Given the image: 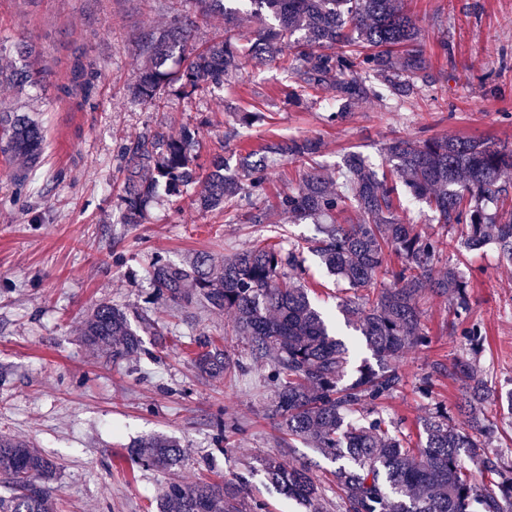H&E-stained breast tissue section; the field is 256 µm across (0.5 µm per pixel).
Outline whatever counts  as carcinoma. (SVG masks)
<instances>
[{
    "instance_id": "1",
    "label": "carcinoma",
    "mask_w": 512,
    "mask_h": 512,
    "mask_svg": "<svg viewBox=\"0 0 512 512\" xmlns=\"http://www.w3.org/2000/svg\"><path fill=\"white\" fill-rule=\"evenodd\" d=\"M169 27L139 40L147 60L132 95L157 105L173 86L186 96L238 77L244 65L273 60L289 47L288 97H328L338 105L331 123L363 101L413 98L428 82L429 60L419 30L403 0H188ZM224 15V37L199 50L192 44L197 16ZM254 26L242 39L239 28ZM22 64L0 68V78L20 86L40 82L47 68L27 42L16 46ZM101 66L81 46L71 49L60 92L81 108L97 92ZM0 153L34 165L42 160L44 131L25 113L0 109ZM196 130L179 136L150 129L123 147L119 185L123 208L116 223L142 224L149 203L162 190L171 194L202 187L199 207L221 211L234 223L244 199L264 194L274 167L283 159L311 161L321 150L314 138L271 139L248 152L239 168L224 159L208 167L189 150ZM391 174L379 172L351 152L336 175L312 166L302 185L273 204L254 205L249 224H272L277 216L310 219L319 236L306 247L328 273L346 281L354 294L343 310L376 364L362 362L349 375V348L332 336L302 277L300 245L279 247L256 240L216 266L206 252L186 264L156 260L148 303L166 302L185 310L201 299L232 317V332L248 340V355L269 361L268 385L276 389L275 413L292 438L312 443L336 461V512H512V463L485 451L478 433L486 427L483 404L495 397L480 366L486 336L479 323L460 331L463 355L435 361L461 388L459 413L469 430L457 427L442 404L421 422L413 442L390 431L378 405L405 385L404 353L428 342L421 327L420 300L427 294L453 300L456 312L469 308V284L452 267L436 268L448 239L427 235L400 219L398 185L424 203L437 223L465 228L472 249L491 241L503 262L512 263V206L493 212L489 204L512 198V148L468 138L395 139L387 147ZM351 208V224L336 215ZM401 259L390 284L380 279L385 251ZM163 335L144 309L134 315L103 303L81 328L82 342L114 369L145 351L142 334ZM198 373L220 379L236 372L224 349L209 335L195 339ZM187 455L175 440L151 436L133 445L130 458L148 468L171 471ZM478 460L489 477L477 490L464 458ZM266 479L288 499L304 501L309 512H328L325 488L305 465L287 468L274 456L262 459ZM56 465L23 439L0 434V512H52L50 481ZM248 504L236 480L222 484L168 483L160 512H263Z\"/></svg>"
}]
</instances>
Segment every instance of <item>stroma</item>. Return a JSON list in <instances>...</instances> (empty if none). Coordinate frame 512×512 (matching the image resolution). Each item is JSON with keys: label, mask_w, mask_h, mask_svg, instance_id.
I'll use <instances>...</instances> for the list:
<instances>
[{"label": "stroma", "mask_w": 512, "mask_h": 512, "mask_svg": "<svg viewBox=\"0 0 512 512\" xmlns=\"http://www.w3.org/2000/svg\"><path fill=\"white\" fill-rule=\"evenodd\" d=\"M407 3L424 38L431 82L417 99L370 101L330 123L328 103L288 101L278 59L247 66L212 94L171 91L157 106L134 101L129 89L143 67L136 41L167 27L178 0H0V66L14 63V48L25 41L41 52L48 69L36 86L0 83V108L30 113L46 135L44 159L27 169L23 182L0 155V433L32 441L56 464L54 512H157L174 476L186 484L241 478L266 512H308L267 481L260 461L269 455L288 466L314 462L315 479L335 499L334 462L289 440L273 413L268 366L252 361L244 342L229 335L230 315L146 304L156 259L180 263L207 251L220 262L257 239L285 245L315 237L314 224H228L220 212L200 213L188 195L162 197L146 223L117 224L116 176L122 145L158 126L175 135L182 125L193 126L204 164L216 155L235 164L272 138H315L322 144L316 161L331 173L351 152L385 167V148L398 138L459 136L512 146V0ZM75 42L102 68L97 95L80 112L57 91L66 49ZM229 102L243 112L261 110L267 119L236 124L225 108ZM448 243L438 264L458 266L469 283V317L487 336L481 364L498 395L488 410L487 450L510 461L512 266L499 261L493 245L469 249L459 229H449ZM306 267L312 298L332 313L340 339L354 341L356 332L343 327L336 311L344 282L315 256H308ZM102 302L131 312L151 308L165 328V344L145 336V354L126 370L103 365L80 341L84 319ZM422 310L431 342L406 353L407 384L381 406L411 436L434 404L452 406L459 397L456 383L430 373L434 360L460 353L451 334L457 318L441 297L426 299ZM202 332L222 338L244 371L220 380L199 377L186 346ZM426 377L432 384L424 394L419 386ZM218 419L226 422L225 431L215 428ZM153 435L186 446L188 458L174 473L130 459L128 446Z\"/></svg>", "instance_id": "35a3bbf8"}]
</instances>
